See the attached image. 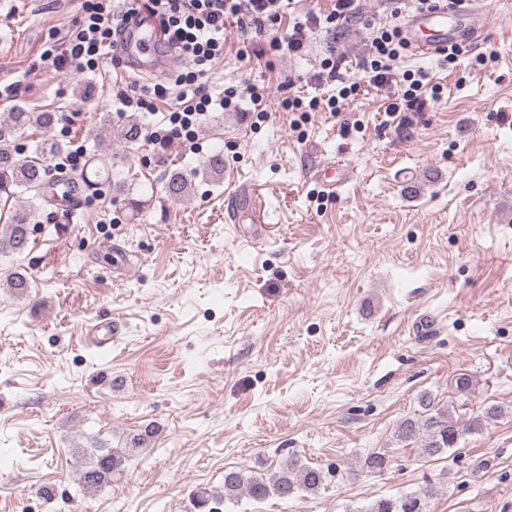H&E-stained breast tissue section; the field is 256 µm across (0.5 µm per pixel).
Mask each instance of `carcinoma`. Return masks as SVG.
<instances>
[{"instance_id": "carcinoma-1", "label": "carcinoma", "mask_w": 512, "mask_h": 512, "mask_svg": "<svg viewBox=\"0 0 512 512\" xmlns=\"http://www.w3.org/2000/svg\"><path fill=\"white\" fill-rule=\"evenodd\" d=\"M62 119L60 112H29L23 106H14L0 119V194L17 196L21 202L8 211L5 222L0 225V253H20L30 243L31 226L39 211L50 204L45 185L51 171L47 164L50 157H58L62 149L46 140L35 144L32 155L22 158L14 142L21 131L38 126L50 130ZM122 143L135 146L143 139V126L134 115L126 116L120 129ZM165 190L174 200L189 195L190 184L178 169L167 173ZM463 430L449 420L442 412L429 413L421 420L408 419L398 430L403 439L421 438L420 451L427 457L446 452L458 443ZM126 456L123 453L107 451L91 462L82 472L81 482L86 488H97L124 471ZM324 482V472L319 468L300 467L289 463L273 478L248 476L240 471L224 474V498L232 500L245 493L254 499L271 494L280 498L294 496L299 490L315 491ZM425 497L418 493L406 494L396 499H379L367 512H424Z\"/></svg>"}]
</instances>
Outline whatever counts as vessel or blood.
Instances as JSON below:
<instances>
[{
    "label": "vessel or blood",
    "mask_w": 512,
    "mask_h": 512,
    "mask_svg": "<svg viewBox=\"0 0 512 512\" xmlns=\"http://www.w3.org/2000/svg\"><path fill=\"white\" fill-rule=\"evenodd\" d=\"M402 28L416 51L433 55L454 44L473 46L483 41L488 34V13L479 0H453L449 6L444 4L430 11L408 14ZM169 46L166 31L153 16L145 13L131 21L119 48L130 54L129 72L149 77L169 71L171 57L166 53ZM347 178V167L338 162L328 163L317 175L321 187L331 193ZM243 217L255 225V238H263L269 229L265 202L251 186L238 187L226 210V221L235 223ZM120 334L121 323L115 319L88 323L86 329L89 344L102 350L111 349Z\"/></svg>",
    "instance_id": "1"
}]
</instances>
